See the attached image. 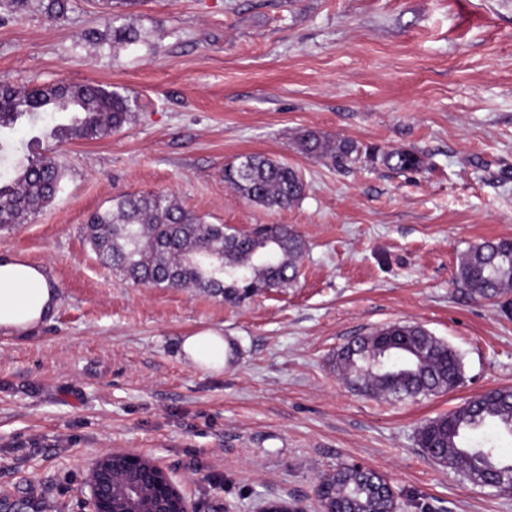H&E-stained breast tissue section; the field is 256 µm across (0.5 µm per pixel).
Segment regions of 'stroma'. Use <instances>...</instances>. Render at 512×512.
I'll list each match as a JSON object with an SVG mask.
<instances>
[{
	"label": "stroma",
	"instance_id": "obj_1",
	"mask_svg": "<svg viewBox=\"0 0 512 512\" xmlns=\"http://www.w3.org/2000/svg\"><path fill=\"white\" fill-rule=\"evenodd\" d=\"M122 18L142 43L84 41L106 28L100 0L0 21V83L95 82L138 102L99 140L54 145L21 126L0 158L9 178L52 148L65 172L52 203L0 232V257L39 268L59 298L31 333L0 329V493L23 512H79L88 462L112 448L161 460L199 512L265 497L315 512L319 476L344 463L382 474L405 512H512V495L416 443L425 421L512 388V315L454 280L470 247L512 238V0H138ZM304 129L426 165L341 172L296 149ZM245 154L297 167L302 200L269 210L227 188ZM148 191L206 224L293 226L308 245L297 283L241 303L127 283L83 227ZM394 323L457 350L463 385L394 402L347 382L337 351ZM208 331L235 342L233 362L185 356Z\"/></svg>",
	"mask_w": 512,
	"mask_h": 512
}]
</instances>
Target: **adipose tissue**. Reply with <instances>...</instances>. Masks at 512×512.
Listing matches in <instances>:
<instances>
[{"label":"adipose tissue","instance_id":"obj_1","mask_svg":"<svg viewBox=\"0 0 512 512\" xmlns=\"http://www.w3.org/2000/svg\"><path fill=\"white\" fill-rule=\"evenodd\" d=\"M57 295L40 270L17 259L0 261V327L27 329L55 307Z\"/></svg>","mask_w":512,"mask_h":512}]
</instances>
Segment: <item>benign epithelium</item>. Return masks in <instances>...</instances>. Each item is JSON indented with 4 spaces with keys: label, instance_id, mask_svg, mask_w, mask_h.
Returning <instances> with one entry per match:
<instances>
[{
    "label": "benign epithelium",
    "instance_id": "benign-epithelium-1",
    "mask_svg": "<svg viewBox=\"0 0 512 512\" xmlns=\"http://www.w3.org/2000/svg\"><path fill=\"white\" fill-rule=\"evenodd\" d=\"M342 473L372 478L371 490L391 501L386 512H401L393 489L385 479L373 481L377 472L359 464H344L323 475L316 486L317 512H332L325 506L326 478ZM80 512H198L195 504L179 488L178 482L158 462L128 452L112 450L94 458L87 467L78 490ZM253 512H305L282 498H263Z\"/></svg>",
    "mask_w": 512,
    "mask_h": 512
}]
</instances>
